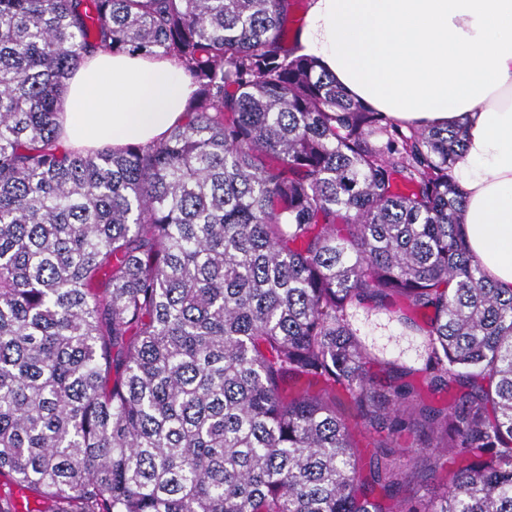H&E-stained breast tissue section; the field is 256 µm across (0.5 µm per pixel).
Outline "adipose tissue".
<instances>
[{
	"label": "adipose tissue",
	"instance_id": "adipose-tissue-1",
	"mask_svg": "<svg viewBox=\"0 0 512 512\" xmlns=\"http://www.w3.org/2000/svg\"><path fill=\"white\" fill-rule=\"evenodd\" d=\"M298 47L404 125L464 127L463 231L512 293V0H309ZM193 92L170 58L95 53L68 81L60 138L91 150L159 140Z\"/></svg>",
	"mask_w": 512,
	"mask_h": 512
}]
</instances>
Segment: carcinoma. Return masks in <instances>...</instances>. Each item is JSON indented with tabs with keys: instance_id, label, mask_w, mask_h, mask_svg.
<instances>
[{
	"instance_id": "carcinoma-1",
	"label": "carcinoma",
	"mask_w": 512,
	"mask_h": 512,
	"mask_svg": "<svg viewBox=\"0 0 512 512\" xmlns=\"http://www.w3.org/2000/svg\"><path fill=\"white\" fill-rule=\"evenodd\" d=\"M298 2L0 0V477L54 503L26 512H512V294L461 232L465 131L351 99L297 54ZM99 50L196 86L165 140L60 144ZM418 373L466 393L436 409ZM358 327L363 336L387 353L397 356L402 351L405 358L414 355L407 339L400 335V327L388 322L384 312L373 311L368 316L360 313Z\"/></svg>"
}]
</instances>
